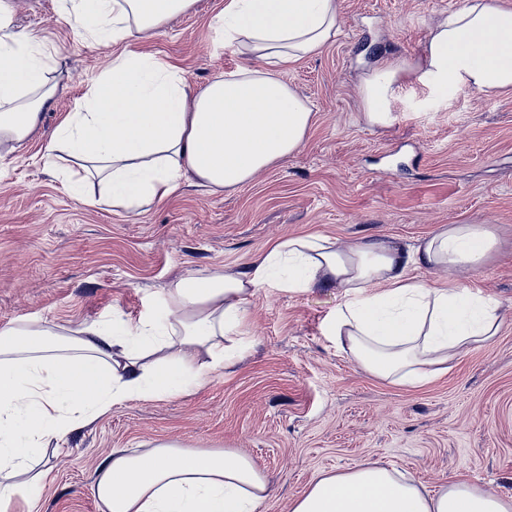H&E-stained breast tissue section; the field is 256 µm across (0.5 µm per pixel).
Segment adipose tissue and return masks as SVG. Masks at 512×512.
<instances>
[{
    "label": "adipose tissue",
    "instance_id": "obj_1",
    "mask_svg": "<svg viewBox=\"0 0 512 512\" xmlns=\"http://www.w3.org/2000/svg\"><path fill=\"white\" fill-rule=\"evenodd\" d=\"M195 0H62L64 18L98 43L154 38ZM0 0V161L41 128L57 95L32 38L12 32ZM213 46L238 47L265 69L239 68L189 92L176 64L124 55L95 78L81 107L45 139L64 151L102 205L135 212L174 194L183 178L234 189L302 145L312 108L282 78L290 65L341 34L339 0H226L211 21ZM427 72L455 92L512 91V10L464 0L439 22L425 49ZM406 70L394 62L358 86L365 119L384 126ZM499 240L488 224H448L412 244L321 234L281 239L244 272L188 273L164 289L158 311L130 323L120 313L77 331L47 321L0 327V512H12L19 477L39 489L48 444L128 400L171 398L201 386L243 346L248 306L263 288L336 289L328 333L368 373L421 384L456 356L497 336L498 303L458 276L481 268ZM414 269L440 276L433 285ZM102 512H257L266 479L235 449L195 450L161 442L119 449L91 485ZM291 512H512V497L466 482L436 494L377 461L316 478Z\"/></svg>",
    "mask_w": 512,
    "mask_h": 512
}]
</instances>
